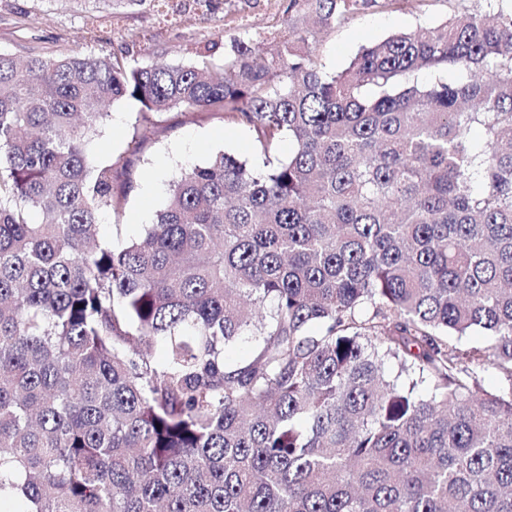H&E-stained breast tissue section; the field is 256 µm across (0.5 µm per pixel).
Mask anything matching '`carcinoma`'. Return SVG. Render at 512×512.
I'll return each mask as SVG.
<instances>
[{"instance_id":"obj_1","label":"carcinoma","mask_w":512,"mask_h":512,"mask_svg":"<svg viewBox=\"0 0 512 512\" xmlns=\"http://www.w3.org/2000/svg\"><path fill=\"white\" fill-rule=\"evenodd\" d=\"M403 2L288 0L287 34L220 61L0 53V512H512V11L317 63L321 32ZM124 100L143 141L201 109L256 156L182 171L114 247L126 168L87 144Z\"/></svg>"}]
</instances>
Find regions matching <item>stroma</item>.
Listing matches in <instances>:
<instances>
[{"label":"stroma","mask_w":512,"mask_h":512,"mask_svg":"<svg viewBox=\"0 0 512 512\" xmlns=\"http://www.w3.org/2000/svg\"><path fill=\"white\" fill-rule=\"evenodd\" d=\"M102 0H0V52L16 57L31 54L65 57L117 55L129 64L146 66L186 59L191 51L225 47L239 38L278 28V0H221L218 9L190 14L180 24L159 18L149 6L127 10L122 29L101 27L97 40L84 37L87 15L103 10ZM510 9L512 0H407L401 8L358 15L323 32L317 61L328 72L343 70L364 46L390 34L445 20L457 11ZM91 142L94 156L128 163L131 187L122 209L102 212L99 235L120 247L138 238L166 205L172 180L183 170L206 163L218 152L241 159L254 155L252 133L224 116L175 107L156 116L159 132L140 140L139 105L122 101L108 108Z\"/></svg>","instance_id":"1"}]
</instances>
